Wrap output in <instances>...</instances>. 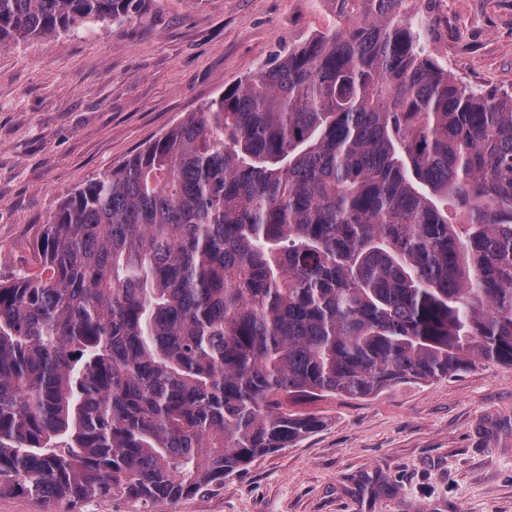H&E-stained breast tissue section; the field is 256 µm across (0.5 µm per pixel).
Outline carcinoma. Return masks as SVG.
I'll use <instances>...</instances> for the list:
<instances>
[{
    "label": "carcinoma",
    "mask_w": 512,
    "mask_h": 512,
    "mask_svg": "<svg viewBox=\"0 0 512 512\" xmlns=\"http://www.w3.org/2000/svg\"><path fill=\"white\" fill-rule=\"evenodd\" d=\"M77 189L0 282V496L176 502L366 399L512 365V91L422 55L403 0ZM146 0H0V45Z\"/></svg>",
    "instance_id": "carcinoma-1"
}]
</instances>
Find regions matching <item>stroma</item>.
<instances>
[{"instance_id":"1","label":"stroma","mask_w":512,"mask_h":512,"mask_svg":"<svg viewBox=\"0 0 512 512\" xmlns=\"http://www.w3.org/2000/svg\"><path fill=\"white\" fill-rule=\"evenodd\" d=\"M423 53L512 88V0H403ZM326 0H147L141 18L0 47V281L39 225L190 113L335 28ZM323 430L151 512H512V366L300 401Z\"/></svg>"}]
</instances>
